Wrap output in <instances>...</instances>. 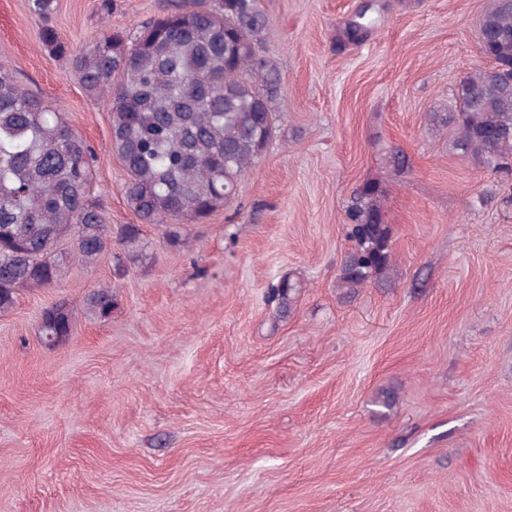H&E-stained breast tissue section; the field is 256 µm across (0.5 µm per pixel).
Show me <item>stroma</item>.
<instances>
[{"mask_svg":"<svg viewBox=\"0 0 512 512\" xmlns=\"http://www.w3.org/2000/svg\"><path fill=\"white\" fill-rule=\"evenodd\" d=\"M490 2L261 0L276 122L235 201L177 249L144 226L149 269L117 268L113 245L0 315V512H512V174L438 122L489 65ZM97 3L57 0L65 46L163 6ZM361 10L374 24L353 42ZM41 27L29 0H0V66L93 147L106 222L134 223L109 103ZM374 179L394 268L347 294L345 210ZM286 274L284 314L269 288ZM102 285L105 322L83 308ZM61 299L74 331L49 346L41 313ZM117 298L108 288L90 291L84 298V309L88 315L99 320L111 318L117 307Z\"/></svg>","mask_w":512,"mask_h":512,"instance_id":"obj_1","label":"stroma"}]
</instances>
